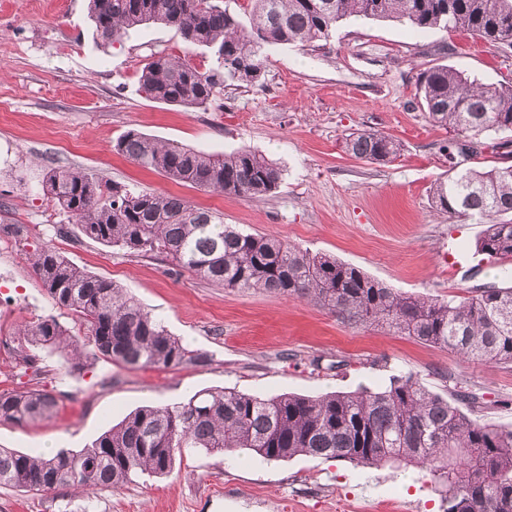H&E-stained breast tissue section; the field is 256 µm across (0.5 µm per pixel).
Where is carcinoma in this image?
Masks as SVG:
<instances>
[{"mask_svg": "<svg viewBox=\"0 0 512 512\" xmlns=\"http://www.w3.org/2000/svg\"><path fill=\"white\" fill-rule=\"evenodd\" d=\"M243 14L219 0H88V19L104 45L140 27L175 29L187 49H206V69L191 56L156 53L139 81L154 100L206 108L224 89L262 76L267 45L309 46L348 18L391 20L413 28L465 33L512 46V0H245ZM417 93L428 118L458 135L512 130V85L477 84L446 65L421 72ZM348 153L387 162L400 143L374 130L345 139ZM144 168L202 190L258 197L275 190L282 170L251 150L205 153L130 130L114 145ZM49 195L85 238L136 257L168 259L178 272L230 291L263 290L309 299L348 325L389 327L461 361L512 365V287H488L447 300L389 288L359 268L269 235L224 223L213 211L177 195L129 188L78 166L49 169ZM433 206L450 217H477L475 242L491 261L512 258V166L468 169L432 187ZM34 268L55 315L19 329L20 373L38 372V352H60L70 368L104 360L127 368L169 370L206 365L208 354L171 335L113 281L80 269L44 247ZM482 396L459 390L453 400L408 373L382 389L360 387L317 397L283 393L262 398L235 389L201 390L186 403L143 406L79 451L53 456L0 448V486L47 495L78 486L87 494L119 490L148 474L167 477L188 451H240L266 461L298 455L356 466L415 465L442 488L445 512H512V427L480 424ZM58 399L40 389L0 391V421L18 425L50 415Z\"/></svg>", "mask_w": 512, "mask_h": 512, "instance_id": "carcinoma-1", "label": "carcinoma"}]
</instances>
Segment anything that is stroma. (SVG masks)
I'll return each instance as SVG.
<instances>
[{
    "instance_id": "1",
    "label": "stroma",
    "mask_w": 512,
    "mask_h": 512,
    "mask_svg": "<svg viewBox=\"0 0 512 512\" xmlns=\"http://www.w3.org/2000/svg\"><path fill=\"white\" fill-rule=\"evenodd\" d=\"M184 50L175 29L157 25L100 45L86 0H0V390L37 388L59 399L57 413L43 420L0 422V448L78 451L138 407L185 402L203 389L315 397L383 388L407 373L445 397L475 390L484 406L472 419L512 426V365L466 364L385 327L343 324L306 299L227 291L172 274L162 258L58 235L67 217L42 190L49 168L79 166L185 197L225 223L335 257L409 294L444 299L508 287L512 260L475 255L482 224L437 211L431 188L469 168L504 165L512 131L483 133L479 156L447 155L441 147L452 132L429 121L415 94L419 73L435 65L485 84L512 82V47L348 19L314 46L265 47L259 82L227 87L215 104L190 110L148 98L139 82L151 54ZM130 129L210 153L257 151L280 165L283 180L259 198L179 185L115 151ZM358 130L393 137L399 156L355 158L344 143ZM44 247L125 288L187 346L207 352L210 364L155 370L100 361L71 371L45 350L39 375L20 374L12 357L19 325L53 311L33 267ZM455 248L467 258L453 268ZM217 486L223 499L211 497ZM351 502L362 512H443L430 472L420 467L309 456L265 461L242 452L187 455L170 476H141L93 498L76 487L43 496L0 488V512H339Z\"/></svg>"
}]
</instances>
